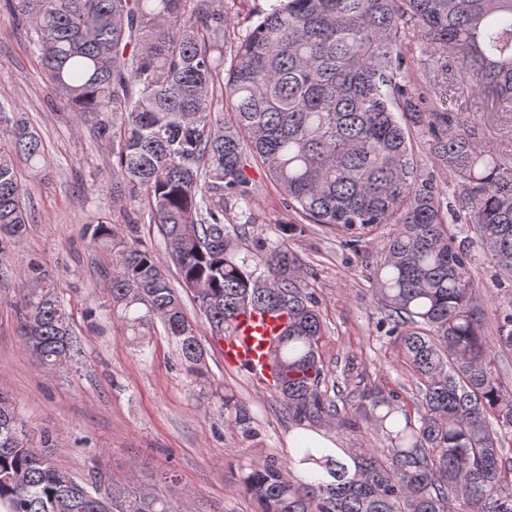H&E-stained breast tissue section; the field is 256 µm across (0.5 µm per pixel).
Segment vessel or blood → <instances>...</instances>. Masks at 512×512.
I'll return each instance as SVG.
<instances>
[{
    "instance_id": "vessel-or-blood-1",
    "label": "vessel or blood",
    "mask_w": 512,
    "mask_h": 512,
    "mask_svg": "<svg viewBox=\"0 0 512 512\" xmlns=\"http://www.w3.org/2000/svg\"><path fill=\"white\" fill-rule=\"evenodd\" d=\"M281 324V318L273 315L241 316L234 334L224 340L225 362L246 371L257 382H269V342L279 333Z\"/></svg>"
}]
</instances>
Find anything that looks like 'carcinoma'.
Listing matches in <instances>:
<instances>
[{
    "instance_id": "1",
    "label": "carcinoma",
    "mask_w": 512,
    "mask_h": 512,
    "mask_svg": "<svg viewBox=\"0 0 512 512\" xmlns=\"http://www.w3.org/2000/svg\"><path fill=\"white\" fill-rule=\"evenodd\" d=\"M60 102L112 150V195L138 207L126 233L103 220L84 225L95 243L112 237L101 271L108 307L137 342L161 325L195 381L206 379L201 325L185 310L155 252L138 238L157 226L181 288L221 343L248 311L276 313L274 386L299 421L350 426L355 415L321 390L324 336L318 302L288 248V233L249 239L248 174L257 162L285 204L310 224L361 230L391 226L371 274L389 335L420 380L416 416L383 392L364 419L389 441L385 454L297 448L240 468L256 512H512V395L494 369L512 350V304L498 314L495 342L482 334L475 269L512 280V161L478 125L436 102L439 88L482 90L485 111L512 112V0H270L258 21L227 37L224 0H7ZM420 48L415 68L408 54ZM421 131L454 186L448 207L411 148ZM0 270L6 246L32 214L15 157L33 171L44 142L26 118L0 108ZM471 224L481 252L448 232ZM16 274L34 293L19 335L52 370L78 341L50 275ZM224 424L248 438L254 417L237 395L219 396ZM48 434L34 435L0 392V512H200L165 494L169 473L140 489L99 473L79 482L57 469ZM309 464L324 478L286 473Z\"/></svg>"
}]
</instances>
